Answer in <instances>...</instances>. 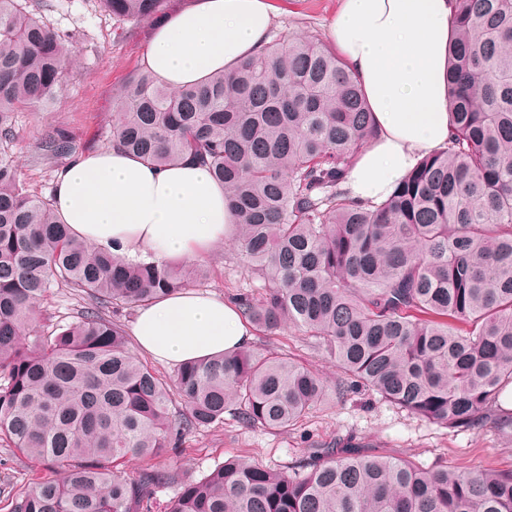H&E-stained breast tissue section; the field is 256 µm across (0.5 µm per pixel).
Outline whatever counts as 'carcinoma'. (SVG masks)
<instances>
[{
  "label": "carcinoma",
  "instance_id": "obj_1",
  "mask_svg": "<svg viewBox=\"0 0 512 512\" xmlns=\"http://www.w3.org/2000/svg\"><path fill=\"white\" fill-rule=\"evenodd\" d=\"M0 0V142L14 114L51 100L74 52L29 10ZM126 20L164 0H99ZM451 133L380 202L350 197L355 154L374 138L356 77L315 36L270 35L229 75L173 91L133 74L112 142L141 160H190L224 183L234 244L263 293L232 295L254 330L288 326L323 341L359 388L443 427L484 424L512 384V0H456L448 48ZM67 157L69 134L41 137ZM194 264L129 263L76 237L50 200L20 183L0 151V446L49 472L10 512H512V469L463 471L357 451L345 441L271 470L228 457L201 478L158 459L234 411L282 430L325 401L326 381L286 355L254 349L159 374L108 315L186 288ZM85 301L53 336L34 328L53 285ZM182 405L173 425L172 398ZM144 467L130 476L114 462Z\"/></svg>",
  "mask_w": 512,
  "mask_h": 512
}]
</instances>
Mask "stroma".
<instances>
[{
  "label": "stroma",
  "mask_w": 512,
  "mask_h": 512,
  "mask_svg": "<svg viewBox=\"0 0 512 512\" xmlns=\"http://www.w3.org/2000/svg\"><path fill=\"white\" fill-rule=\"evenodd\" d=\"M33 2L44 24L69 37L76 55L63 89L47 105L16 113L15 141L5 149L26 188L47 198L57 173L68 161L44 155L40 133L65 128L78 155L110 148L114 114L131 75L142 68L159 18L121 20L105 11L98 0ZM273 3L278 10L274 31L285 41L309 33L326 39L339 9V0ZM234 251L229 240L198 257L206 275L192 283V290L227 300L238 289L259 287V279L240 267ZM81 305V299L69 288H52L35 324L43 334H51L73 321ZM252 346L267 355L288 354L327 379L337 375L325 348L294 330L255 334ZM339 438L375 454L404 457L427 467L445 461L463 470L512 468L511 433L500 432L491 424L467 431L450 430L364 391L342 400L328 397L300 422L280 431L245 428L232 415H225L223 423L188 436L184 452L169 456L166 463L179 474L198 478L232 455L280 470L305 459L311 449ZM43 475L34 460L0 447V512H8L9 499Z\"/></svg>",
  "instance_id": "35a3bbf8"
}]
</instances>
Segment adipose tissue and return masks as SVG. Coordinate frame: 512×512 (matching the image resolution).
Returning a JSON list of instances; mask_svg holds the SVG:
<instances>
[{
	"mask_svg": "<svg viewBox=\"0 0 512 512\" xmlns=\"http://www.w3.org/2000/svg\"><path fill=\"white\" fill-rule=\"evenodd\" d=\"M271 0H195L153 31L143 64L180 89L231 72L266 43ZM455 0H342L329 36L359 80L377 135L355 156L346 186L382 201L450 133L446 69ZM52 206L62 223L130 261L183 260L229 237L235 217L206 167H159L118 147L83 154L62 168ZM139 349L171 365L247 348L253 334L236 307L184 291L140 307Z\"/></svg>",
	"mask_w": 512,
	"mask_h": 512,
	"instance_id": "obj_1",
	"label": "adipose tissue"
}]
</instances>
